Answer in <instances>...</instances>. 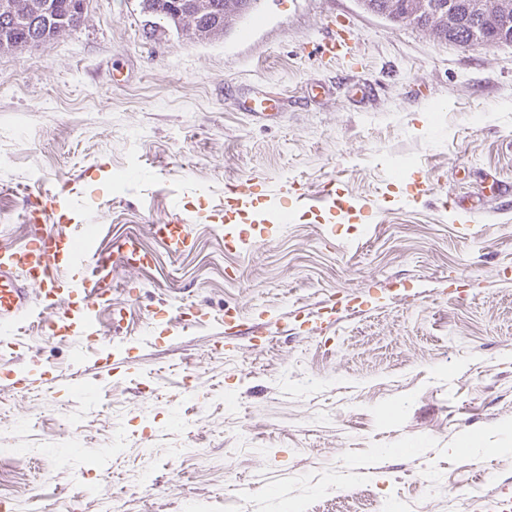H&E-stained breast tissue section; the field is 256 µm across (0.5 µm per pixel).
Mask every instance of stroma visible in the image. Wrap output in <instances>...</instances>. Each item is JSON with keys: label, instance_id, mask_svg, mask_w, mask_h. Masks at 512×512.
<instances>
[{"label": "stroma", "instance_id": "1", "mask_svg": "<svg viewBox=\"0 0 512 512\" xmlns=\"http://www.w3.org/2000/svg\"><path fill=\"white\" fill-rule=\"evenodd\" d=\"M332 29L348 48L328 59ZM256 93L276 118L239 111ZM489 173L512 183V45L464 50L359 0H260L213 41L90 0L78 31L0 53V250L57 195L66 231L152 257L113 267L98 341L35 314L0 335V497L224 512L244 488V512H482L512 495V195ZM229 183L275 189L291 223L226 248ZM177 217L194 245L175 255L153 226ZM229 306L250 333L228 349Z\"/></svg>", "mask_w": 512, "mask_h": 512}]
</instances>
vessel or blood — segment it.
<instances>
[{"label":"vessel or blood","instance_id":"1","mask_svg":"<svg viewBox=\"0 0 512 512\" xmlns=\"http://www.w3.org/2000/svg\"><path fill=\"white\" fill-rule=\"evenodd\" d=\"M248 198L243 188L226 194L224 221L243 222L248 217ZM154 231L171 253L184 252L190 245L187 224L170 220L155 225ZM121 262L143 267L150 262L133 238H125L115 254H91L89 246H78L72 235H39L23 249L0 251V334L12 335L26 319L32 299H40L51 315L53 334L90 337L97 329L92 317L101 300L112 294V265Z\"/></svg>","mask_w":512,"mask_h":512}]
</instances>
